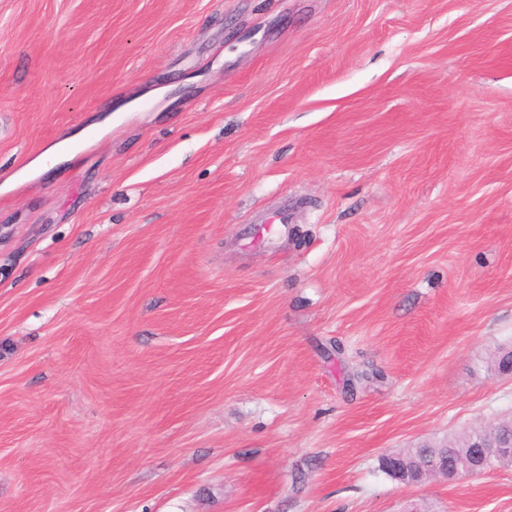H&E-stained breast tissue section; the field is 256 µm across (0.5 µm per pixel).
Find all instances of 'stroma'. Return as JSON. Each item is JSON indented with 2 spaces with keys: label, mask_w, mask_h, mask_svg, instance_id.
<instances>
[{
  "label": "stroma",
  "mask_w": 512,
  "mask_h": 512,
  "mask_svg": "<svg viewBox=\"0 0 512 512\" xmlns=\"http://www.w3.org/2000/svg\"><path fill=\"white\" fill-rule=\"evenodd\" d=\"M1 224L0 512H512L381 467L512 418V0H0ZM83 135L84 131L49 147L41 156L32 162L31 166L36 168L40 173H44L61 162L73 158L75 146L83 138Z\"/></svg>",
  "instance_id": "stroma-1"
}]
</instances>
